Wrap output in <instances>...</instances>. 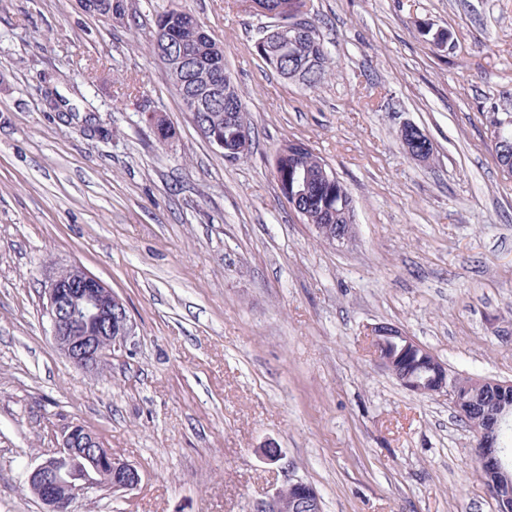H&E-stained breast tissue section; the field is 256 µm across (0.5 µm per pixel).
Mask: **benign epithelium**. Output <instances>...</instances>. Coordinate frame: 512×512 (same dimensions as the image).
I'll return each mask as SVG.
<instances>
[{
  "label": "benign epithelium",
  "mask_w": 512,
  "mask_h": 512,
  "mask_svg": "<svg viewBox=\"0 0 512 512\" xmlns=\"http://www.w3.org/2000/svg\"><path fill=\"white\" fill-rule=\"evenodd\" d=\"M250 8L270 19L255 43L262 54L282 26L297 34L317 33L314 21L302 7L288 13L277 9L269 12L252 0ZM196 81L209 94L220 93L224 87L222 76L217 73L202 71ZM181 99L192 123H197L198 113L206 108L205 97L184 91ZM313 228L322 239L345 245L352 240L355 225L315 224ZM44 293L52 342L75 367L97 371L109 358L127 351L129 340L135 336V325L121 298L97 277L80 266H70L49 278ZM368 333L377 362L399 377L403 388L415 394L445 396L462 417L471 412V401L455 387L447 363L433 357L435 371L427 377L405 367L406 353L422 344L403 329L393 328L396 345L390 350L379 339L380 326L369 327ZM511 421L512 401L501 402L484 412L477 434V467L489 477L488 489L498 503V512H512V476L504 448V432ZM27 481L31 493L44 506V512H74L81 496L89 490H106L114 496H123L138 489L142 474L137 466L114 455L99 436L76 422L64 428L58 451L42 458L29 472ZM320 508L316 489L296 479L257 502L253 512H320Z\"/></svg>",
  "instance_id": "1"
}]
</instances>
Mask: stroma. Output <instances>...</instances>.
Masks as SVG:
<instances>
[{"label": "stroma", "instance_id": "stroma-1", "mask_svg": "<svg viewBox=\"0 0 512 512\" xmlns=\"http://www.w3.org/2000/svg\"><path fill=\"white\" fill-rule=\"evenodd\" d=\"M307 3L335 61L312 89L257 56L243 0H125L112 18L0 0V512H41L27 474L73 422L143 474L79 512H251L292 479L322 512H498L473 429L381 369L366 330L398 326L454 371L512 380V177L490 136L512 113V0ZM175 7L224 51L251 122L238 160L149 51ZM408 123L429 161L404 151ZM289 139L347 187L351 244L321 241L282 196ZM71 264L136 325L97 372L50 336L45 283Z\"/></svg>", "mask_w": 512, "mask_h": 512}]
</instances>
